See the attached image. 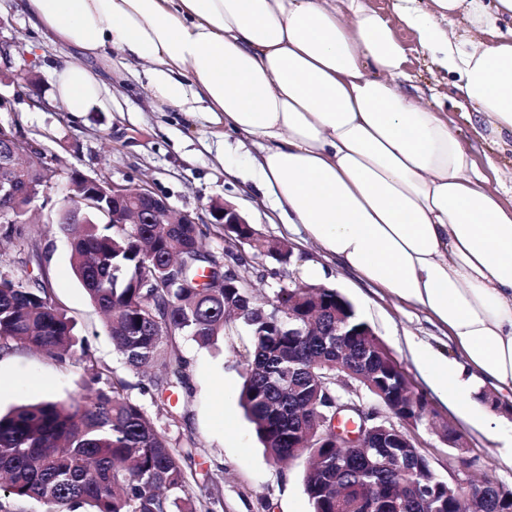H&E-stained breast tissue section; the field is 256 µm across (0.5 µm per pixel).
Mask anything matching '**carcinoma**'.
Here are the masks:
<instances>
[{
    "mask_svg": "<svg viewBox=\"0 0 512 512\" xmlns=\"http://www.w3.org/2000/svg\"><path fill=\"white\" fill-rule=\"evenodd\" d=\"M60 229L70 235L72 271L124 367L141 376L142 395L192 394L175 337L211 347L224 335V313L240 309L248 344L238 352L244 371L240 402L269 459L312 458L304 475L312 512H512V489L490 479L458 490L422 465L415 448H336L321 417L322 380L336 391L342 367L360 372L355 352L373 357V380L393 361L351 303L320 289L317 330L288 335L292 295L281 288L264 302L253 290L196 282L209 267L206 224H114L103 213L64 207ZM253 256L284 254L288 242L249 239L227 227ZM40 351L59 363L76 358L88 372L84 393L0 413V512H24L37 501L46 512H201L191 489L196 442L172 439L130 385L95 357L50 290L0 271V351Z\"/></svg>",
    "mask_w": 512,
    "mask_h": 512,
    "instance_id": "cac0c4a2",
    "label": "carcinoma"
}]
</instances>
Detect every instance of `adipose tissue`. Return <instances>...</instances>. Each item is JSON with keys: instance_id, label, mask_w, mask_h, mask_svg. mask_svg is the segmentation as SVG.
<instances>
[{"instance_id": "ef3b65f1", "label": "adipose tissue", "mask_w": 512, "mask_h": 512, "mask_svg": "<svg viewBox=\"0 0 512 512\" xmlns=\"http://www.w3.org/2000/svg\"><path fill=\"white\" fill-rule=\"evenodd\" d=\"M36 24L149 67L155 102L258 137L249 178L284 223L363 280L422 308L457 356L416 347L454 401L512 394V205L445 113L398 81L406 55L366 0H27ZM488 131L512 140V0H394ZM72 112L105 108L81 63L54 71Z\"/></svg>"}]
</instances>
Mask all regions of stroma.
<instances>
[{"mask_svg": "<svg viewBox=\"0 0 512 512\" xmlns=\"http://www.w3.org/2000/svg\"><path fill=\"white\" fill-rule=\"evenodd\" d=\"M393 0H368L371 8L389 19L407 55L409 81L402 87L414 98L447 112L448 123L471 150L479 171L505 191L512 204V147L495 146L484 138L482 127L468 119L469 103L456 88L453 75L437 70L418 45L413 31L392 10ZM0 47L12 72L37 81L38 101L17 96L13 87L0 86L7 103L0 109V124L15 128L38 150L63 161L53 173L48 192L53 208L32 207L31 243L18 244L0 237V270L45 281L56 303L74 320L96 356L111 368L120 363L100 314L91 306L70 266L69 243L59 230L57 207L67 193L66 167L87 175L105 174L115 182L149 186L172 210L188 211L199 223L212 221V202L233 205L269 238L294 246L292 261L279 265L256 261L249 276L261 296L288 286L293 277L337 289L366 320L390 350L416 390L430 404V417L414 428L421 454L434 472L447 477L454 466V451L441 442L439 428L449 424L465 439L472 479L490 478L512 488V461L506 460L504 441L512 437V419L497 436L484 430L493 411L480 401L457 409L429 385L411 354L419 344L448 358L456 352L445 331L420 307L399 301L362 280L333 255L307 238L302 227L282 224L269 199L256 194L246 178L250 163L261 152L257 137L225 132L205 113L189 116L175 108H158L141 65L125 66L119 57L89 60L88 68L104 83L112 105L105 111L74 113L53 92L54 70L78 52L52 41L37 27L24 0H0ZM248 341L241 325H229L217 347L199 348L184 338L176 344L189 363L192 396L167 393L160 398L140 396L138 377L125 372L131 397L141 398L172 438L193 437L198 444L194 468L198 479H213L224 500L223 512H311L304 489L306 459L274 465L257 439L239 404L243 371L236 353ZM84 365L78 360L59 363L23 347L0 352V410L28 402L69 399L83 392Z\"/></svg>", "mask_w": 512, "mask_h": 512, "instance_id": "stroma-1", "label": "stroma"}]
</instances>
